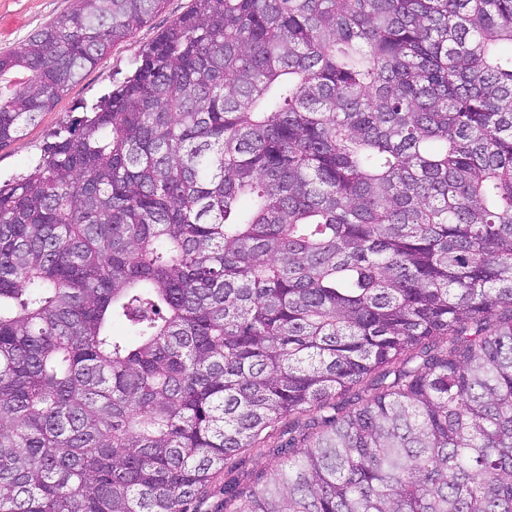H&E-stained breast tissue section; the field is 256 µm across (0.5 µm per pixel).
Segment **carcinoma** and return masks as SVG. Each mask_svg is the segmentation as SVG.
<instances>
[{
    "instance_id": "carcinoma-1",
    "label": "carcinoma",
    "mask_w": 512,
    "mask_h": 512,
    "mask_svg": "<svg viewBox=\"0 0 512 512\" xmlns=\"http://www.w3.org/2000/svg\"><path fill=\"white\" fill-rule=\"evenodd\" d=\"M163 2L0 53V148ZM305 415L224 512H512V0H193L0 183V512H188ZM265 434L264 447L241 450L225 461L224 469L212 475L201 497L193 504L196 512H224V485L233 480L250 483L261 471L269 474L280 467L282 459L273 449L288 439V419L266 429Z\"/></svg>"
}]
</instances>
